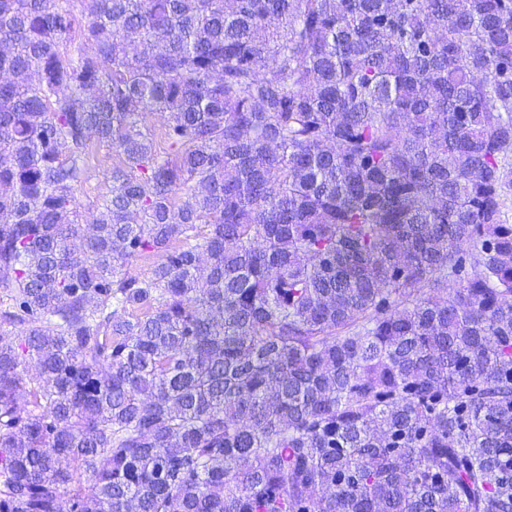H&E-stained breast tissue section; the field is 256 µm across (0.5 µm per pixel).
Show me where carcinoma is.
<instances>
[{
	"mask_svg": "<svg viewBox=\"0 0 512 512\" xmlns=\"http://www.w3.org/2000/svg\"><path fill=\"white\" fill-rule=\"evenodd\" d=\"M72 3L0 0V512H512V0ZM118 163V158L106 150L101 148L93 153L89 161V176L84 182L82 187L77 191V202L81 204L82 222L84 228V238H79L74 241L76 250L80 251L85 245V239L91 236V224H87L86 220L92 218L91 209L92 204L97 199L106 196L112 186L109 179L112 165ZM94 202V203H93ZM90 208V210H88Z\"/></svg>",
	"mask_w": 512,
	"mask_h": 512,
	"instance_id": "1",
	"label": "carcinoma"
}]
</instances>
